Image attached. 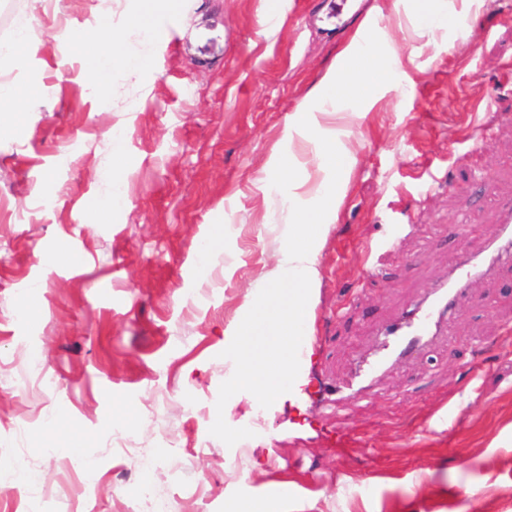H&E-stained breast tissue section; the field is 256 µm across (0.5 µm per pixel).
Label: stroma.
<instances>
[{"instance_id": "1", "label": "stroma", "mask_w": 512, "mask_h": 512, "mask_svg": "<svg viewBox=\"0 0 512 512\" xmlns=\"http://www.w3.org/2000/svg\"><path fill=\"white\" fill-rule=\"evenodd\" d=\"M446 3V24L422 32L409 0H356L338 27L329 0H286L274 18L265 0H166L151 68L96 89L59 33L106 15L129 30L137 0H0V41L38 33L0 81L41 96L0 106L24 124L0 131V512H224L282 482V512H512V257L472 283L448 333L334 403L381 327L484 251L512 201V0ZM363 25L395 29L401 68L364 119L336 125L350 171L318 246L304 360L278 398L238 397L214 427L224 338L288 234V115ZM258 405L262 431L238 440ZM127 409L141 424L128 446Z\"/></svg>"}]
</instances>
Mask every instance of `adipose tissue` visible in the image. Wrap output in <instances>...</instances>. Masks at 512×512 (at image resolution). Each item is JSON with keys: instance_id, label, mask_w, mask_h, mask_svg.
I'll return each instance as SVG.
<instances>
[{"instance_id": "adipose-tissue-1", "label": "adipose tissue", "mask_w": 512, "mask_h": 512, "mask_svg": "<svg viewBox=\"0 0 512 512\" xmlns=\"http://www.w3.org/2000/svg\"><path fill=\"white\" fill-rule=\"evenodd\" d=\"M74 46L86 47L87 79L99 85L107 70L145 71L150 55L133 51L126 39L102 21L92 39L76 31L65 34ZM386 29H365L356 34L337 54L335 63L321 82L288 116L286 141L301 140L310 148V170H299L291 151L280 152L276 167L293 178L295 197H308L310 206L289 208L291 228L280 249L278 265L291 269L288 283L278 273L269 278L268 291L248 298L245 311L231 336L224 339L235 375L224 394V410L232 412L235 394L264 401L276 397L287 376L300 364L298 334L310 318L309 293L316 278L315 257L325 223L336 215L345 195L348 154L337 150L329 125L338 111L364 118L378 90L391 79L393 65L384 63L382 53L392 41Z\"/></svg>"}]
</instances>
